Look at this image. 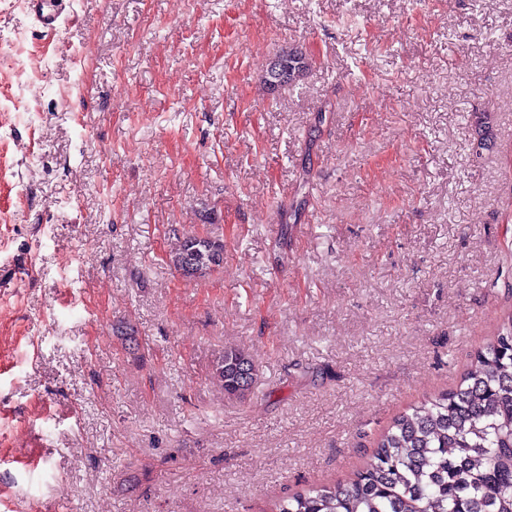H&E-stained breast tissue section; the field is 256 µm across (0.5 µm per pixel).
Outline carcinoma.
Instances as JSON below:
<instances>
[{
	"instance_id": "cac0c4a2",
	"label": "carcinoma",
	"mask_w": 512,
	"mask_h": 512,
	"mask_svg": "<svg viewBox=\"0 0 512 512\" xmlns=\"http://www.w3.org/2000/svg\"><path fill=\"white\" fill-rule=\"evenodd\" d=\"M311 65L300 49L278 51L263 76L288 71L281 86ZM477 148L494 145L485 117H475ZM224 261V244L177 236L168 263L182 278L202 279ZM213 377L224 397L251 394L256 367L242 349L226 347ZM275 512H512V311L481 348L460 384L398 415L381 433L364 466L346 483L312 486L275 505Z\"/></svg>"
}]
</instances>
